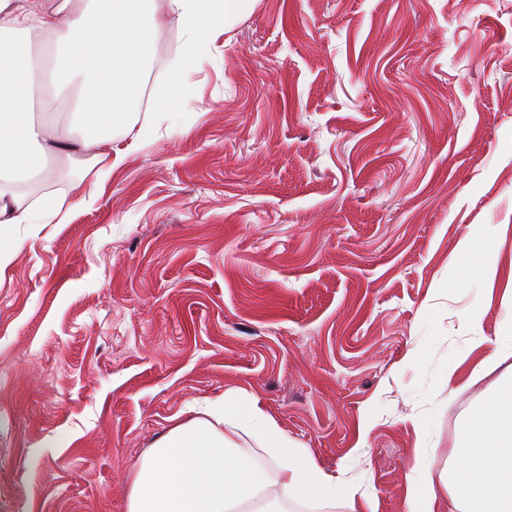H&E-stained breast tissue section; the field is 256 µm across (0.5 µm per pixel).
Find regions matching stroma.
<instances>
[{
    "label": "stroma",
    "instance_id": "35a3bbf8",
    "mask_svg": "<svg viewBox=\"0 0 512 512\" xmlns=\"http://www.w3.org/2000/svg\"><path fill=\"white\" fill-rule=\"evenodd\" d=\"M181 42L152 47L154 140L71 166L94 203L9 245L0 512H126L172 417L233 387L403 512L413 420L440 474L496 380L464 318L500 336L506 280L453 251L484 224L512 262V0H256L177 84Z\"/></svg>",
    "mask_w": 512,
    "mask_h": 512
}]
</instances>
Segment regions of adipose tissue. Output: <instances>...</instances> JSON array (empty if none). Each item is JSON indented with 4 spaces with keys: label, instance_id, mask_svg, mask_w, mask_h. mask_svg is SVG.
<instances>
[{
    "label": "adipose tissue",
    "instance_id": "obj_1",
    "mask_svg": "<svg viewBox=\"0 0 512 512\" xmlns=\"http://www.w3.org/2000/svg\"><path fill=\"white\" fill-rule=\"evenodd\" d=\"M254 0H0V267L13 254L5 247L33 212L54 220L64 202L44 192L57 172L49 159L83 155L91 164L117 168L128 154L150 142L153 123L141 121L149 49L168 20L183 33L179 61L199 60L231 20L249 13ZM52 34L53 63L46 80L29 59L28 44ZM52 99L75 96L80 125L72 135L33 119L36 88ZM130 134L117 145V132ZM462 257L477 256L476 274L494 282L499 256L483 228L456 245ZM502 334L481 336L486 307L466 315L472 349L483 352L473 377L485 376L512 359V288L501 302ZM143 456L131 479L127 512H231L239 503L262 498L265 512H282L272 494L281 487L292 498L323 506L355 501L356 494L325 473L306 448L292 440L260 400L235 391L187 406ZM418 446L407 476L406 512H437L439 496L432 464L420 444L422 421L412 424ZM252 440L271 458L259 466ZM445 479L454 487V512H512V372L465 419Z\"/></svg>",
    "mask_w": 512,
    "mask_h": 512
}]
</instances>
